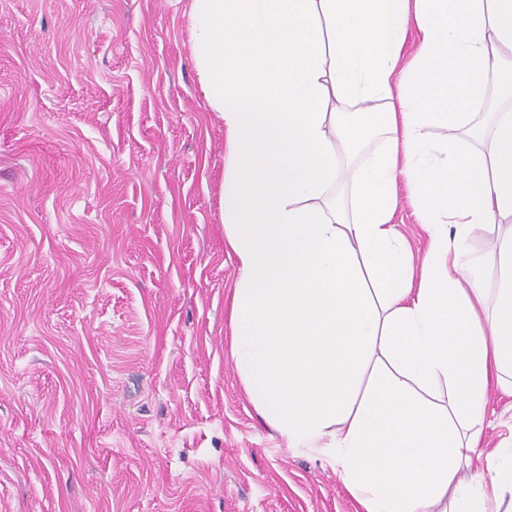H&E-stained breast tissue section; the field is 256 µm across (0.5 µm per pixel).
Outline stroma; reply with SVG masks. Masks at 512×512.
<instances>
[{
    "mask_svg": "<svg viewBox=\"0 0 512 512\" xmlns=\"http://www.w3.org/2000/svg\"><path fill=\"white\" fill-rule=\"evenodd\" d=\"M187 0H0V512H356L229 359L224 130ZM512 225L476 224L469 246ZM481 445L512 448V395Z\"/></svg>",
    "mask_w": 512,
    "mask_h": 512,
    "instance_id": "1",
    "label": "stroma"
}]
</instances>
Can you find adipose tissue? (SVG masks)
Instances as JSON below:
<instances>
[{"label":"adipose tissue","instance_id":"ef3b65f1","mask_svg":"<svg viewBox=\"0 0 512 512\" xmlns=\"http://www.w3.org/2000/svg\"><path fill=\"white\" fill-rule=\"evenodd\" d=\"M187 26L224 128L229 351L255 412L328 454L359 512H500L512 450L483 453L480 424L490 384L512 394V236L489 296L467 235L512 222V0H190ZM395 227L408 243L415 263L419 264L427 244V237L418 223L415 211L406 193H400V201L395 214Z\"/></svg>","mask_w":512,"mask_h":512}]
</instances>
